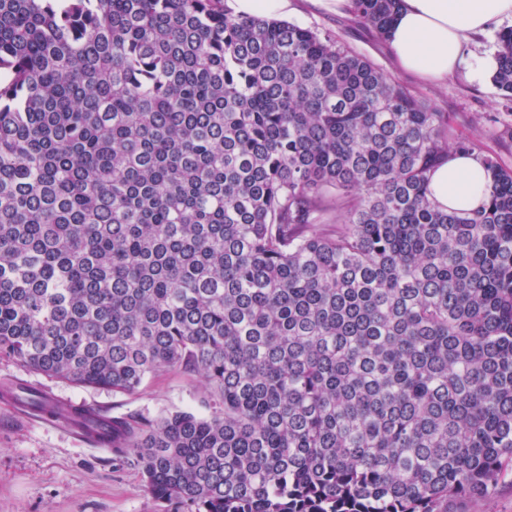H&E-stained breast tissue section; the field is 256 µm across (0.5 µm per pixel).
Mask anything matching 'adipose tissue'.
Returning a JSON list of instances; mask_svg holds the SVG:
<instances>
[{
  "label": "adipose tissue",
  "mask_w": 512,
  "mask_h": 512,
  "mask_svg": "<svg viewBox=\"0 0 512 512\" xmlns=\"http://www.w3.org/2000/svg\"><path fill=\"white\" fill-rule=\"evenodd\" d=\"M512 19V0H403L388 42L398 67L429 83L452 75L464 43L495 22ZM487 175L469 156L454 155L432 174L431 192L442 207L479 208Z\"/></svg>",
  "instance_id": "ef3b65f1"
}]
</instances>
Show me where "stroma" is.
<instances>
[{
    "instance_id": "obj_1",
    "label": "stroma",
    "mask_w": 512,
    "mask_h": 512,
    "mask_svg": "<svg viewBox=\"0 0 512 512\" xmlns=\"http://www.w3.org/2000/svg\"><path fill=\"white\" fill-rule=\"evenodd\" d=\"M286 21L341 38L435 111L447 113L459 136L512 168V99L492 78L465 77L476 60L496 53L500 25L471 38L463 49L461 73L432 85L399 71L388 43L349 12H330L313 0H288ZM16 382L57 400L83 404L109 417L139 422L176 410L210 415L199 377L169 371L148 379L135 393L82 387L30 371L0 358V392ZM0 512H162L148 494L133 454L116 455L82 443L62 427L24 416L0 396Z\"/></svg>"
}]
</instances>
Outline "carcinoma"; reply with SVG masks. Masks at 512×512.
Segmentation results:
<instances>
[{"label": "carcinoma", "mask_w": 512, "mask_h": 512, "mask_svg": "<svg viewBox=\"0 0 512 512\" xmlns=\"http://www.w3.org/2000/svg\"><path fill=\"white\" fill-rule=\"evenodd\" d=\"M402 0H351L389 34ZM493 80L512 97V28ZM490 176L452 211L431 174ZM0 357L218 409L108 420L187 512H462L512 471V169L224 0H0ZM487 175L482 165L469 156L452 155L432 174L431 192L445 209L473 210L487 197Z\"/></svg>", "instance_id": "1"}]
</instances>
